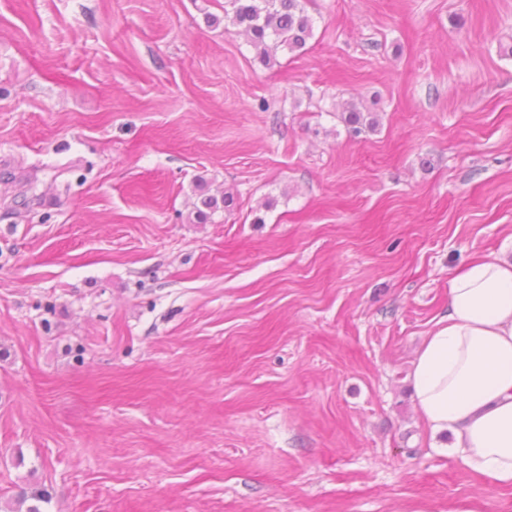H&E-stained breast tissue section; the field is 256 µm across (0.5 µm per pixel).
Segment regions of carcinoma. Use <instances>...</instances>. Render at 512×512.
I'll list each match as a JSON object with an SVG mask.
<instances>
[{
	"label": "carcinoma",
	"instance_id": "cac0c4a2",
	"mask_svg": "<svg viewBox=\"0 0 512 512\" xmlns=\"http://www.w3.org/2000/svg\"><path fill=\"white\" fill-rule=\"evenodd\" d=\"M224 17L242 28L260 60L266 64L276 59L280 49L294 52L304 48L312 36V21L301 0H225ZM355 133L373 129L378 120L371 113L353 106L344 117Z\"/></svg>",
	"mask_w": 512,
	"mask_h": 512
}]
</instances>
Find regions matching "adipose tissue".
<instances>
[{"label": "adipose tissue", "instance_id": "1", "mask_svg": "<svg viewBox=\"0 0 512 512\" xmlns=\"http://www.w3.org/2000/svg\"><path fill=\"white\" fill-rule=\"evenodd\" d=\"M448 291L411 362L416 410L438 451L512 485V260L474 259Z\"/></svg>", "mask_w": 512, "mask_h": 512}]
</instances>
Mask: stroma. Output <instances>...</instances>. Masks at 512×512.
<instances>
[{
	"instance_id": "1",
	"label": "stroma",
	"mask_w": 512,
	"mask_h": 512,
	"mask_svg": "<svg viewBox=\"0 0 512 512\" xmlns=\"http://www.w3.org/2000/svg\"><path fill=\"white\" fill-rule=\"evenodd\" d=\"M302 5L0 0V512H512L409 380L512 258V0ZM224 18L242 28L266 64L275 61L279 49L304 48L313 30L301 0H226Z\"/></svg>"
}]
</instances>
